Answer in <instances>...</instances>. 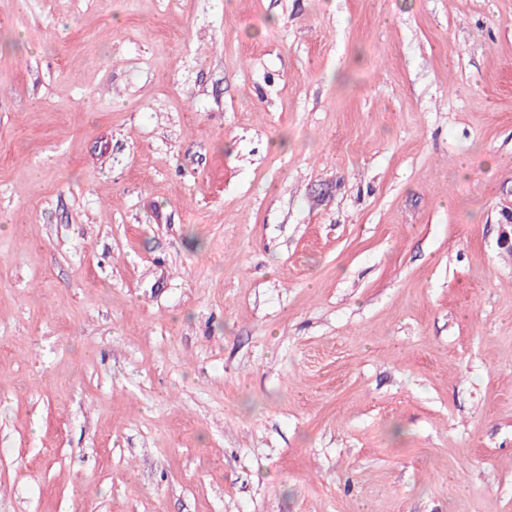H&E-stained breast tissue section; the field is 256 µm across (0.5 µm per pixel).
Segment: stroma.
<instances>
[{
  "mask_svg": "<svg viewBox=\"0 0 512 512\" xmlns=\"http://www.w3.org/2000/svg\"><path fill=\"white\" fill-rule=\"evenodd\" d=\"M512 0H0V512H512Z\"/></svg>",
  "mask_w": 512,
  "mask_h": 512,
  "instance_id": "stroma-1",
  "label": "stroma"
}]
</instances>
